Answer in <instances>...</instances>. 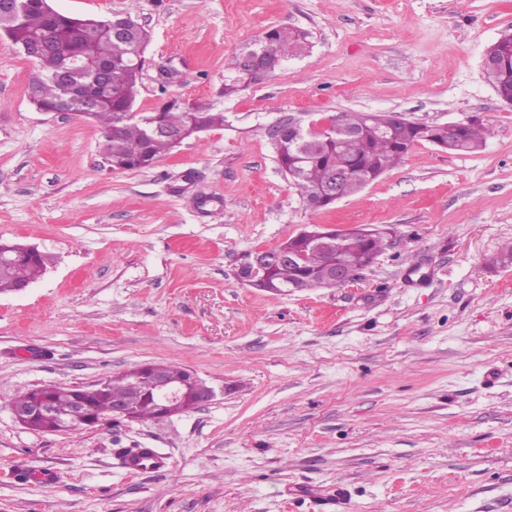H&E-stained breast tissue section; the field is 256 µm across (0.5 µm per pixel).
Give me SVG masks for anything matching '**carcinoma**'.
<instances>
[{"instance_id": "cac0c4a2", "label": "carcinoma", "mask_w": 512, "mask_h": 512, "mask_svg": "<svg viewBox=\"0 0 512 512\" xmlns=\"http://www.w3.org/2000/svg\"><path fill=\"white\" fill-rule=\"evenodd\" d=\"M17 16L0 19V38L19 46L43 34H49L55 51L43 55L29 83V97L41 112L55 110L59 100L66 97L60 77V63L67 57L85 59L95 56L112 62L110 83L120 89V96H107L91 119L103 128V155L112 161L114 170H141L171 154L176 148L167 134L154 132L159 125L169 131L182 130L185 137L203 130L224 126V112L199 110L176 100L167 102L161 111L150 115L134 112L139 94L138 84L143 69L142 54L151 35L129 15L114 14L110 20L121 19L130 25L126 36L102 32L105 18H77L52 13L47 0H15ZM308 34L301 30L272 27L256 40L234 53L224 66V84L220 94L236 96L270 76L282 61L307 49ZM252 53L266 58L267 66L245 76L240 70L241 55ZM495 62L489 80L502 101L512 104V32L503 34L485 51ZM72 84L86 91L94 89L89 67H78L68 76ZM488 128L477 119L456 123V127L400 121L393 112H338L330 119V128L313 137L297 140L272 138V145L282 172L294 185L302 202L312 209L331 206L320 197V190L336 180L343 170L347 178L342 192L350 196L376 181L387 170L400 164L417 143L428 142L450 152H476L486 142ZM384 246V236H369L358 230L342 234L324 245L300 240L293 236L279 248L300 250L307 256L301 266L286 261L268 268L263 278L252 284L271 292L285 288L331 287L327 274L338 263L356 269L370 265ZM46 255L17 257L0 262V293H11L21 285L37 282L47 270ZM49 398L51 411L29 422L30 430L53 433L59 431L75 401L82 399L87 411L102 423L112 413V399L130 398L123 418L130 420L163 421L173 416L160 409L156 401L154 381L134 368L107 380L105 388L86 394L81 388L54 387L43 391Z\"/></svg>"}]
</instances>
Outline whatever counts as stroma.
<instances>
[{"instance_id":"1","label":"stroma","mask_w":512,"mask_h":512,"mask_svg":"<svg viewBox=\"0 0 512 512\" xmlns=\"http://www.w3.org/2000/svg\"><path fill=\"white\" fill-rule=\"evenodd\" d=\"M150 31L135 111L166 98L224 113L147 170H115L102 128L29 99L36 64L0 39V240L52 262L0 294V512H512V105L487 82L512 0H51ZM272 26L313 43L224 98V62ZM180 80L160 87V70ZM429 124L482 118L474 154L416 144L313 210L270 129L339 112ZM385 232L352 283L269 292L243 256L305 225ZM147 363L188 369L212 401L162 422L18 424V391L81 387ZM154 448L159 473L121 459ZM49 468L57 483L33 482Z\"/></svg>"}]
</instances>
